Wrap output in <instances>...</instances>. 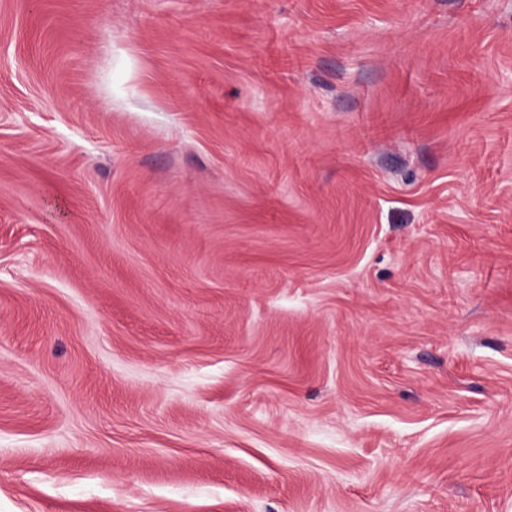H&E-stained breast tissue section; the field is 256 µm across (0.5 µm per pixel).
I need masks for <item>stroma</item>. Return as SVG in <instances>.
Instances as JSON below:
<instances>
[{
	"label": "stroma",
	"instance_id": "obj_1",
	"mask_svg": "<svg viewBox=\"0 0 512 512\" xmlns=\"http://www.w3.org/2000/svg\"><path fill=\"white\" fill-rule=\"evenodd\" d=\"M0 512H512V0H0Z\"/></svg>",
	"mask_w": 512,
	"mask_h": 512
}]
</instances>
